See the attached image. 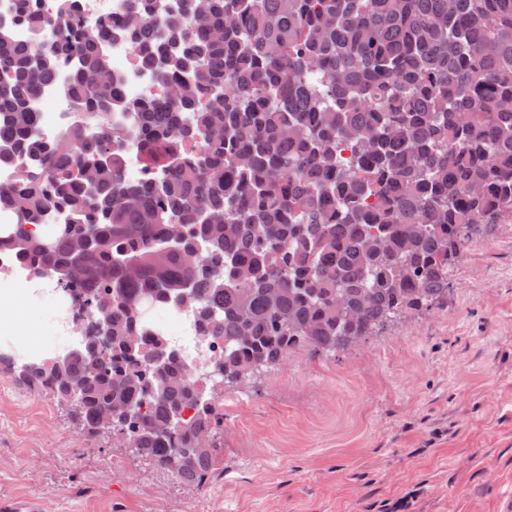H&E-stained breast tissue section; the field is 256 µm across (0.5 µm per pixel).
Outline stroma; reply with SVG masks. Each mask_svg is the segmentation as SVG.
I'll return each instance as SVG.
<instances>
[{
	"label": "stroma",
	"instance_id": "35a3bbf8",
	"mask_svg": "<svg viewBox=\"0 0 512 512\" xmlns=\"http://www.w3.org/2000/svg\"><path fill=\"white\" fill-rule=\"evenodd\" d=\"M439 305L218 394L204 486L83 434L0 370V499L43 512H498L512 496V223L481 224Z\"/></svg>",
	"mask_w": 512,
	"mask_h": 512
}]
</instances>
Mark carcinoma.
Listing matches in <instances>:
<instances>
[{
  "label": "carcinoma",
  "instance_id": "1",
  "mask_svg": "<svg viewBox=\"0 0 512 512\" xmlns=\"http://www.w3.org/2000/svg\"><path fill=\"white\" fill-rule=\"evenodd\" d=\"M78 12L79 0L54 17L16 0L0 18V166L35 172L0 186V202L15 217L13 271L69 288L61 270L82 264L76 284L126 368L91 331L49 367H0L59 401L78 391L73 420L89 435L116 411L138 455L202 486L213 458L199 437L222 418L141 302L168 308L166 291L191 284L198 335L224 342L214 376L235 386L244 363L335 355L441 300L469 230L512 221V0H123L117 27ZM18 22L59 38L18 44ZM117 35L169 99L123 92L106 61ZM51 82L88 122L45 140L35 104ZM63 209L53 239L30 231Z\"/></svg>",
  "mask_w": 512,
  "mask_h": 512
}]
</instances>
